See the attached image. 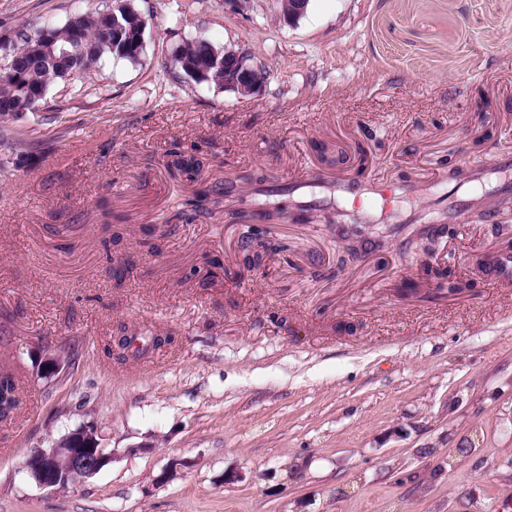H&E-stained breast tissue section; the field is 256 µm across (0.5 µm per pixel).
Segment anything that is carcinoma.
<instances>
[{"mask_svg": "<svg viewBox=\"0 0 512 512\" xmlns=\"http://www.w3.org/2000/svg\"><path fill=\"white\" fill-rule=\"evenodd\" d=\"M144 32L141 14L124 2L95 15H75L61 26L45 28L41 35L27 28L21 30L12 43V63L0 69V117L13 119L39 111L51 83L85 73L105 57L138 61L144 49ZM75 43L79 49L73 54L53 55V51L71 48ZM175 64L187 79L224 85V50L205 40L184 44L175 56ZM203 166L204 161L194 153L175 152L167 162L170 171L195 176ZM211 193L202 182L185 205L195 213L203 211ZM336 238L348 243L349 253L354 257L384 244L382 240L363 236L356 218L350 224L336 225ZM420 268L426 278L437 280V287L450 296L472 288L471 282L450 272L425 263Z\"/></svg>", "mask_w": 512, "mask_h": 512, "instance_id": "obj_1", "label": "carcinoma"}]
</instances>
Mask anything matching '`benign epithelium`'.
<instances>
[{
  "label": "benign epithelium",
  "instance_id": "7a95c632",
  "mask_svg": "<svg viewBox=\"0 0 512 512\" xmlns=\"http://www.w3.org/2000/svg\"><path fill=\"white\" fill-rule=\"evenodd\" d=\"M250 64L246 56L235 51H224V86L239 94L250 96L261 89L248 77ZM39 358L42 376L52 379L60 375L65 362L55 353L38 343L29 345ZM98 433L90 427H80L49 448L35 449L26 461L31 479L39 486L56 491L90 478L112 461L98 439Z\"/></svg>",
  "mask_w": 512,
  "mask_h": 512
}]
</instances>
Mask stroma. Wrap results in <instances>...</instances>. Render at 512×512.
<instances>
[{
    "mask_svg": "<svg viewBox=\"0 0 512 512\" xmlns=\"http://www.w3.org/2000/svg\"><path fill=\"white\" fill-rule=\"evenodd\" d=\"M116 3L0 0V40ZM131 3L138 61L0 120V369L20 399L0 421V512H503L512 286L477 268L491 225L452 223L448 269L475 287L436 300L400 240L339 267L325 217L351 208L363 163L371 223L468 193L512 222V168L493 165L512 141V0H308L292 21L281 0ZM196 39L264 68L260 92L183 79L174 55ZM324 144L347 163H322ZM178 149L211 186L252 173L244 209L307 221L243 226L219 204L177 218L194 187L166 168ZM462 163L481 174L469 188L436 180ZM250 236L277 249L247 270ZM35 339L70 358L59 381L38 374ZM81 426L111 462L37 485L31 452Z\"/></svg>",
    "mask_w": 512,
    "mask_h": 512,
    "instance_id": "35a3bbf8",
    "label": "stroma"
}]
</instances>
